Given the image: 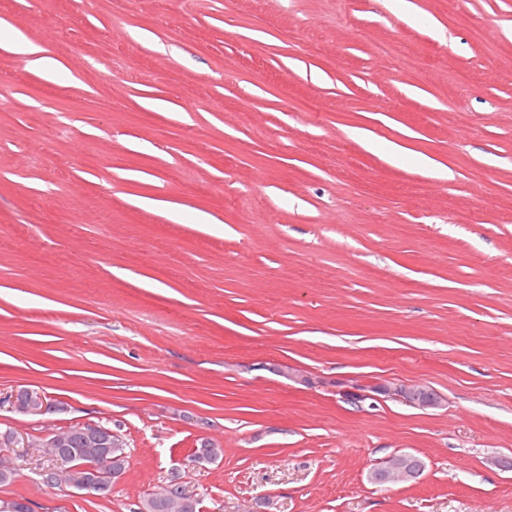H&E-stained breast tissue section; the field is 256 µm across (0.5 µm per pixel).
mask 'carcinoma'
<instances>
[{"label": "carcinoma", "mask_w": 512, "mask_h": 512, "mask_svg": "<svg viewBox=\"0 0 512 512\" xmlns=\"http://www.w3.org/2000/svg\"><path fill=\"white\" fill-rule=\"evenodd\" d=\"M223 452L215 442L204 439L192 458L203 457L212 462ZM42 453L53 462L41 477L43 486L54 489L65 485L83 490L95 479L97 485L90 491L103 497L110 494L113 481L130 465L127 443L105 426H74L58 431ZM199 505L200 502L179 495L178 490L165 488L143 496L134 512H199Z\"/></svg>", "instance_id": "carcinoma-1"}]
</instances>
